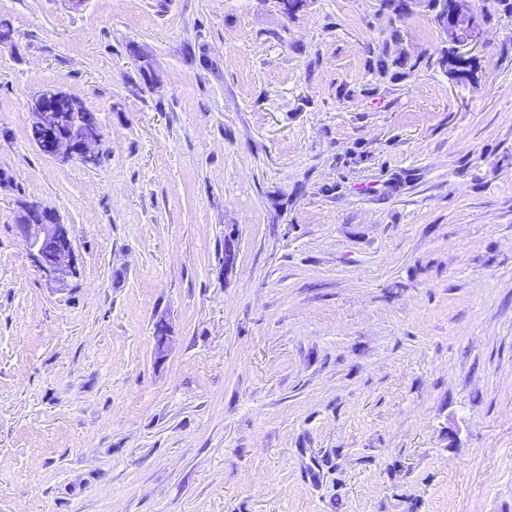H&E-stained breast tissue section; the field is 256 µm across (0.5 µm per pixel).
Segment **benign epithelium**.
I'll return each mask as SVG.
<instances>
[{"label":"benign epithelium","instance_id":"7a95c632","mask_svg":"<svg viewBox=\"0 0 512 512\" xmlns=\"http://www.w3.org/2000/svg\"><path fill=\"white\" fill-rule=\"evenodd\" d=\"M434 20L448 38L455 53L478 45L485 31V19L475 10L473 0H429ZM30 130L31 141L49 157L78 158L95 166V146L101 126L95 113L79 100L62 92H44L37 97ZM17 237L47 287L64 289L77 276L78 261L65 225L58 214L36 200L15 214Z\"/></svg>","mask_w":512,"mask_h":512}]
</instances>
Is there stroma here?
<instances>
[{
    "instance_id": "35a3bbf8",
    "label": "stroma",
    "mask_w": 512,
    "mask_h": 512,
    "mask_svg": "<svg viewBox=\"0 0 512 512\" xmlns=\"http://www.w3.org/2000/svg\"><path fill=\"white\" fill-rule=\"evenodd\" d=\"M478 6L464 83L422 4L393 79L380 0H0V512H512V18ZM46 91L99 165L31 142ZM388 41L385 42L383 51L375 57L370 59V67L373 68L381 75H387L392 68L398 67L404 69L401 75H406L411 70H414L418 65V59L411 64L407 57L403 58L401 53L395 54L388 50ZM408 71V72H407ZM26 208L29 215L38 216L39 221H19L28 214L26 209L19 210L14 224L17 237L47 287L68 288L77 276L78 261L65 225L54 210L36 200H28Z\"/></svg>"
}]
</instances>
